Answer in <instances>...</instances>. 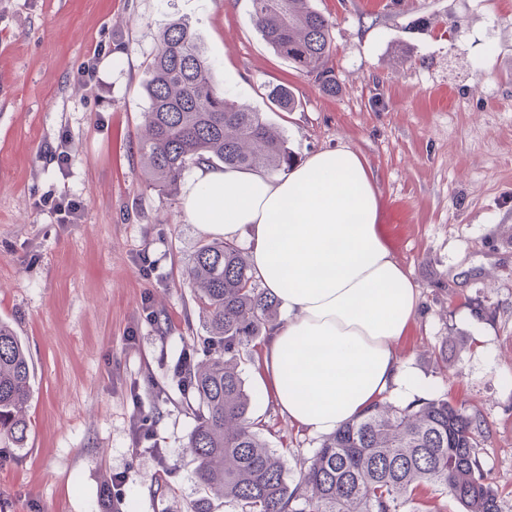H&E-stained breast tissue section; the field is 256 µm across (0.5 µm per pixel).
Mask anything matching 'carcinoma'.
Here are the masks:
<instances>
[{
	"label": "carcinoma",
	"instance_id": "carcinoma-1",
	"mask_svg": "<svg viewBox=\"0 0 512 512\" xmlns=\"http://www.w3.org/2000/svg\"><path fill=\"white\" fill-rule=\"evenodd\" d=\"M252 21L265 42L327 94L336 93L334 23L309 0H251ZM140 155L149 184L176 192L184 173L206 162L228 167L289 169L295 160L283 133L260 112L239 105L213 82V66L195 34L173 22L160 37L145 85ZM283 112L300 106L286 85L267 93ZM185 280L202 313L212 353L184 373L194 396L195 425L187 448L202 495L188 512H210L217 496L238 512H425L420 491L453 499L461 512H502L482 467L485 421L446 398L396 406L378 402L323 439L294 485L284 456L269 448L253 418L241 359L256 338L280 323L279 303L254 280L249 256L215 239L189 256ZM27 346L0 321V438L17 446L28 437L32 398Z\"/></svg>",
	"mask_w": 512,
	"mask_h": 512
}]
</instances>
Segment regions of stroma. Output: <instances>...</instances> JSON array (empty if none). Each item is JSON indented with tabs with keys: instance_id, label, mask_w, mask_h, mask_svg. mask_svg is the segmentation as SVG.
I'll use <instances>...</instances> for the list:
<instances>
[{
	"instance_id": "stroma-1",
	"label": "stroma",
	"mask_w": 512,
	"mask_h": 512,
	"mask_svg": "<svg viewBox=\"0 0 512 512\" xmlns=\"http://www.w3.org/2000/svg\"><path fill=\"white\" fill-rule=\"evenodd\" d=\"M310 5L335 23L332 95L272 51L250 0H0V320L34 376L25 446L0 439V512H187L200 493L178 367L205 357L183 270L210 235L185 220L179 194L149 186L138 151L148 64L176 20L216 86L278 127L297 161L338 147L364 156L419 288L397 348L426 398L482 415L483 468L512 512V0ZM269 84L300 108H272ZM61 194L82 201L80 223L36 208ZM443 344L444 364L432 354ZM263 345L240 369L294 479L321 438L276 412L258 379ZM137 417L154 445L136 444Z\"/></svg>"
}]
</instances>
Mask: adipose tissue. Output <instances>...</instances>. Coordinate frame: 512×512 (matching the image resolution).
I'll return each instance as SVG.
<instances>
[{
	"label": "adipose tissue",
	"mask_w": 512,
	"mask_h": 512,
	"mask_svg": "<svg viewBox=\"0 0 512 512\" xmlns=\"http://www.w3.org/2000/svg\"><path fill=\"white\" fill-rule=\"evenodd\" d=\"M181 203L189 223L247 240L255 279L288 315L264 344L261 379L291 425L329 436L385 394L421 398L396 347L419 290L359 152L322 150L281 175L203 164Z\"/></svg>",
	"instance_id": "obj_1"
}]
</instances>
